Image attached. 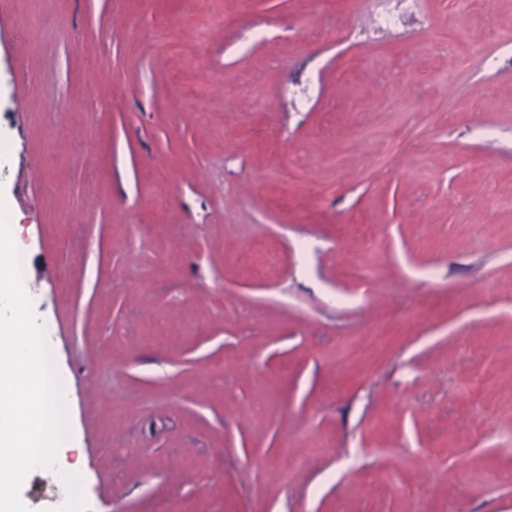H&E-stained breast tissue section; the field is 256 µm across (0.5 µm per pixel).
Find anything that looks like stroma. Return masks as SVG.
<instances>
[{
	"label": "stroma",
	"mask_w": 512,
	"mask_h": 512,
	"mask_svg": "<svg viewBox=\"0 0 512 512\" xmlns=\"http://www.w3.org/2000/svg\"><path fill=\"white\" fill-rule=\"evenodd\" d=\"M0 143L82 512H512V0H0Z\"/></svg>",
	"instance_id": "35a3bbf8"
}]
</instances>
